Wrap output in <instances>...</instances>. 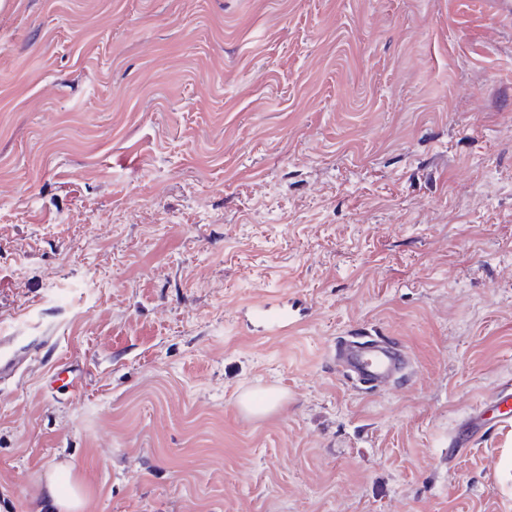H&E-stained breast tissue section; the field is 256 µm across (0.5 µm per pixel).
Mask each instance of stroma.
I'll return each mask as SVG.
<instances>
[{"label": "stroma", "mask_w": 512, "mask_h": 512, "mask_svg": "<svg viewBox=\"0 0 512 512\" xmlns=\"http://www.w3.org/2000/svg\"><path fill=\"white\" fill-rule=\"evenodd\" d=\"M0 332V512H512V0H0ZM256 315L269 322V331L272 333L288 331L297 323V320L286 307L257 309ZM332 360L339 372L366 389L389 383L405 364V354L385 340L351 337L334 346ZM32 342H18L14 338L1 339L0 343V380L13 376L21 367ZM510 424L512 425V383L509 381L500 386L491 405L478 406L471 411L464 420V425L448 442L449 456L468 448L488 428ZM48 491L62 511L71 512L82 506L80 488L65 469H56L48 476Z\"/></svg>", "instance_id": "1"}]
</instances>
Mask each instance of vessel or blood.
<instances>
[{
  "instance_id": "b4317fda",
  "label": "vessel or blood",
  "mask_w": 512,
  "mask_h": 512,
  "mask_svg": "<svg viewBox=\"0 0 512 512\" xmlns=\"http://www.w3.org/2000/svg\"><path fill=\"white\" fill-rule=\"evenodd\" d=\"M259 317L269 323L273 333L288 331L296 320L288 308H261ZM31 345L12 338L0 340V380L13 376L23 364ZM332 360L342 374L352 378L365 388L373 389L389 383L402 369L405 354L384 340L351 337L334 346ZM512 425V383L500 386L488 406H479L471 411L448 443L449 453L460 452L488 428Z\"/></svg>"
}]
</instances>
